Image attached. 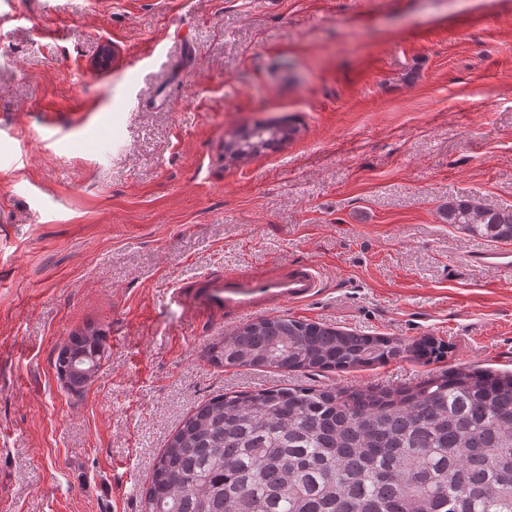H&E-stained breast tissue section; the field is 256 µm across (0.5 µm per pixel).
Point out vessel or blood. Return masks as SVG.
<instances>
[{
	"mask_svg": "<svg viewBox=\"0 0 512 512\" xmlns=\"http://www.w3.org/2000/svg\"><path fill=\"white\" fill-rule=\"evenodd\" d=\"M470 262L479 267L510 268L512 251L488 250L471 256ZM199 288L209 307L242 317L264 306L311 300L318 295L321 282L315 265L303 262L272 277L226 275L203 280Z\"/></svg>",
	"mask_w": 512,
	"mask_h": 512,
	"instance_id": "obj_1",
	"label": "vessel or blood"
}]
</instances>
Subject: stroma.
<instances>
[{
	"instance_id": "stroma-1",
	"label": "stroma",
	"mask_w": 512,
	"mask_h": 512,
	"mask_svg": "<svg viewBox=\"0 0 512 512\" xmlns=\"http://www.w3.org/2000/svg\"><path fill=\"white\" fill-rule=\"evenodd\" d=\"M264 121L294 132L225 157ZM461 198L512 209V0H0V512H144L224 392L512 372V270L469 263L495 243L443 220ZM303 261L322 292L272 316L444 356L213 362L254 317L194 282ZM88 327L104 356L74 393L53 361Z\"/></svg>"
}]
</instances>
